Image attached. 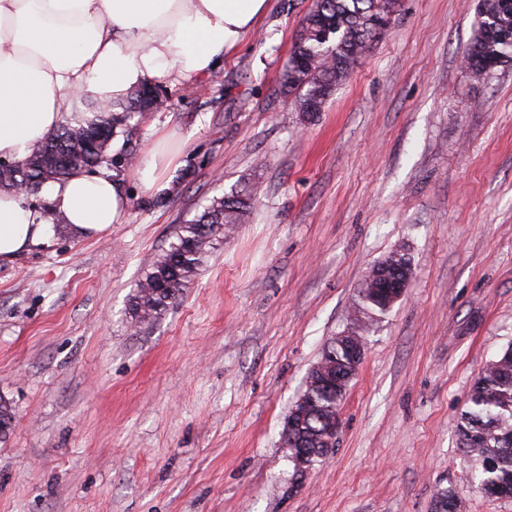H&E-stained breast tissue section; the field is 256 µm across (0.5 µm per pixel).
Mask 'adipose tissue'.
I'll return each instance as SVG.
<instances>
[{"label": "adipose tissue", "mask_w": 512, "mask_h": 512, "mask_svg": "<svg viewBox=\"0 0 512 512\" xmlns=\"http://www.w3.org/2000/svg\"><path fill=\"white\" fill-rule=\"evenodd\" d=\"M267 0H0V156L24 159L64 123V104L122 99L134 87L190 82L238 47ZM56 212L85 236L126 218L104 171L50 186ZM52 227L25 195L0 192V263L47 245Z\"/></svg>", "instance_id": "obj_1"}]
</instances>
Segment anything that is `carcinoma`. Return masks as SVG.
<instances>
[{
    "label": "carcinoma",
    "mask_w": 512,
    "mask_h": 512,
    "mask_svg": "<svg viewBox=\"0 0 512 512\" xmlns=\"http://www.w3.org/2000/svg\"><path fill=\"white\" fill-rule=\"evenodd\" d=\"M400 0H313L302 18L283 76L299 111L312 100L325 104L372 43L385 33L378 20L392 16ZM469 67L479 73L512 64V0H478L473 37L465 52ZM172 109L174 102L152 96V89L131 90L120 102L95 103L88 112H74L57 129L33 144L18 166H0V192L32 195L50 183H61L79 170L93 171L108 163L119 172L134 159L129 127L135 116L152 109ZM121 143L118 152L114 144ZM112 161H107V158ZM253 193L249 185L214 197L187 224L144 275L131 297L129 314L140 321L155 319L177 299L197 273L207 249L234 233L250 218ZM391 276L412 271L411 259L393 250L379 261ZM390 311L374 283L364 280L354 302L352 329L367 337L376 320ZM323 355L333 367H347L350 357L341 343L331 341ZM344 397L312 386L294 402L300 410L296 425L283 424L281 440L307 465L293 464V475L305 476L335 447L331 431ZM459 450L475 463L471 483L486 496L512 497V346L492 360L471 385L456 426ZM459 496L451 489L436 493L435 512H456Z\"/></svg>",
    "instance_id": "cac0c4a2"
}]
</instances>
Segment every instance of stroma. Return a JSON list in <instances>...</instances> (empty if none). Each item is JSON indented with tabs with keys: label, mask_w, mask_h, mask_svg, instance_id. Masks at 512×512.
<instances>
[{
	"label": "stroma",
	"mask_w": 512,
	"mask_h": 512,
	"mask_svg": "<svg viewBox=\"0 0 512 512\" xmlns=\"http://www.w3.org/2000/svg\"><path fill=\"white\" fill-rule=\"evenodd\" d=\"M311 4L269 0L208 76L166 85L172 110L138 116L136 156L177 154L180 192L124 168V223L54 226L0 265V512H433L441 488L512 512L469 488L456 437L512 345V66L468 69L477 0H402L309 118L282 81ZM243 182L249 223L157 320H132L176 226ZM397 248L410 285L368 337L335 452L295 480L284 421Z\"/></svg>",
	"instance_id": "obj_1"
}]
</instances>
